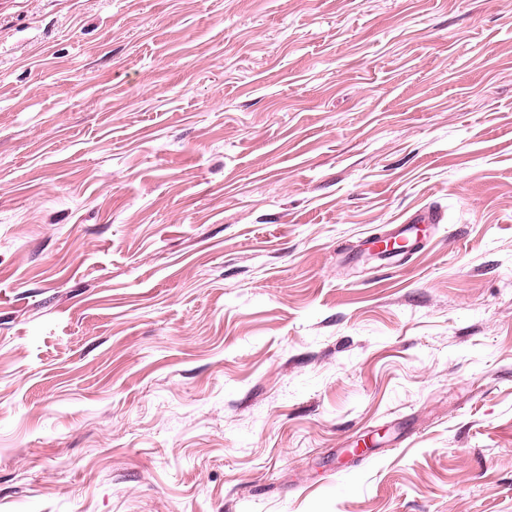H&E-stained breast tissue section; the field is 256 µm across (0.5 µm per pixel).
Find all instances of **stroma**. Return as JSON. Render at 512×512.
I'll return each mask as SVG.
<instances>
[{"label":"stroma","instance_id":"obj_1","mask_svg":"<svg viewBox=\"0 0 512 512\" xmlns=\"http://www.w3.org/2000/svg\"><path fill=\"white\" fill-rule=\"evenodd\" d=\"M0 512H512V0H0ZM440 221V212L428 210L417 214L408 224H404L402 231L392 238L398 243H403L406 248L404 254H408L414 246L423 242L428 235L429 225L439 224Z\"/></svg>","mask_w":512,"mask_h":512}]
</instances>
